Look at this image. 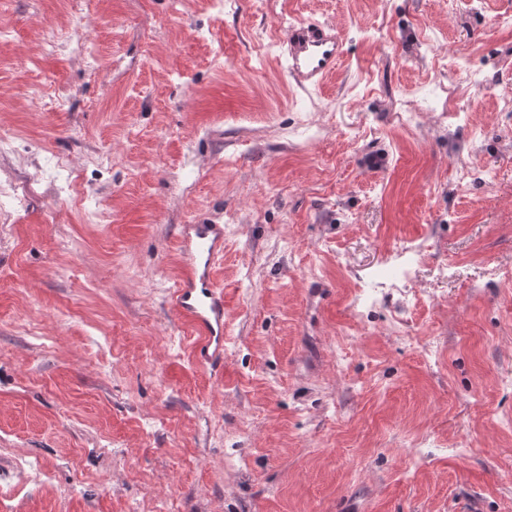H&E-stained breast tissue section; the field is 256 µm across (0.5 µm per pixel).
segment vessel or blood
<instances>
[{
	"instance_id": "b4317fda",
	"label": "vessel or blood",
	"mask_w": 512,
	"mask_h": 512,
	"mask_svg": "<svg viewBox=\"0 0 512 512\" xmlns=\"http://www.w3.org/2000/svg\"><path fill=\"white\" fill-rule=\"evenodd\" d=\"M286 72L297 87H320L342 54L336 29L310 21L288 27L283 42ZM181 277L171 297L176 318L194 334L195 359L213 369L224 365V290L216 272L224 256V227L220 224H184L178 233Z\"/></svg>"
}]
</instances>
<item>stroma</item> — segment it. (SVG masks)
<instances>
[{
    "instance_id": "1",
    "label": "stroma",
    "mask_w": 512,
    "mask_h": 512,
    "mask_svg": "<svg viewBox=\"0 0 512 512\" xmlns=\"http://www.w3.org/2000/svg\"><path fill=\"white\" fill-rule=\"evenodd\" d=\"M285 16L342 39L320 88ZM0 29V512H512V0H0ZM201 222L219 376L169 309ZM404 244L418 302L362 306Z\"/></svg>"
}]
</instances>
